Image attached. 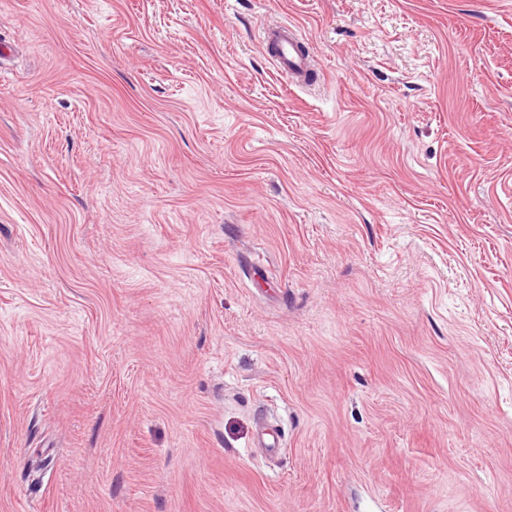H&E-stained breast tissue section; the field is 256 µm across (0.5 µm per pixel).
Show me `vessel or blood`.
I'll list each match as a JSON object with an SVG mask.
<instances>
[{
  "instance_id": "obj_1",
  "label": "vessel or blood",
  "mask_w": 512,
  "mask_h": 512,
  "mask_svg": "<svg viewBox=\"0 0 512 512\" xmlns=\"http://www.w3.org/2000/svg\"><path fill=\"white\" fill-rule=\"evenodd\" d=\"M262 41L277 70L290 85L304 88L315 84L317 68L303 48L297 26L291 23L268 26L262 33Z\"/></svg>"
}]
</instances>
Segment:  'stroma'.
I'll return each instance as SVG.
<instances>
[{
	"mask_svg": "<svg viewBox=\"0 0 512 512\" xmlns=\"http://www.w3.org/2000/svg\"><path fill=\"white\" fill-rule=\"evenodd\" d=\"M0 39V512H512V0H0ZM263 44L277 70L289 85L312 87L316 83V65L303 49V38L292 23L268 26L262 32Z\"/></svg>",
	"mask_w": 512,
	"mask_h": 512,
	"instance_id": "35a3bbf8",
	"label": "stroma"
}]
</instances>
